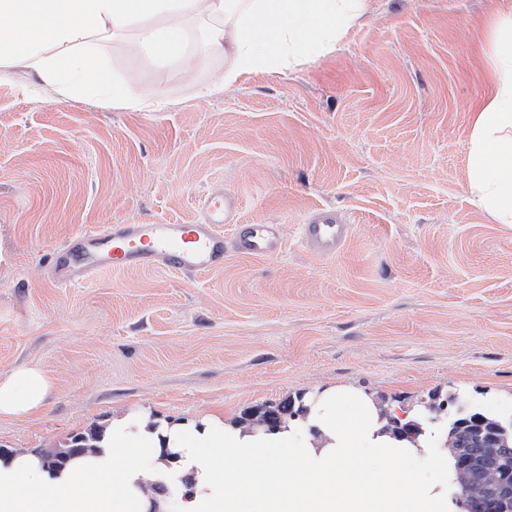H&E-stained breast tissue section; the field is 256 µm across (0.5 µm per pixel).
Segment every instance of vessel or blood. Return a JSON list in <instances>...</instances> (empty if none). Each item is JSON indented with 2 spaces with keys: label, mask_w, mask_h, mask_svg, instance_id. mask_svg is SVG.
<instances>
[{
  "label": "vessel or blood",
  "mask_w": 512,
  "mask_h": 512,
  "mask_svg": "<svg viewBox=\"0 0 512 512\" xmlns=\"http://www.w3.org/2000/svg\"><path fill=\"white\" fill-rule=\"evenodd\" d=\"M190 224H103L76 232L53 246L47 267L52 282L67 287L100 272L165 270L197 276L222 269L227 254L271 258L284 248L280 225L244 223L238 197L212 187L197 200ZM351 227L335 209L311 210L299 226V238L311 254L331 258L347 242Z\"/></svg>",
  "instance_id": "b4317fda"
}]
</instances>
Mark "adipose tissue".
Returning a JSON list of instances; mask_svg holds the SVG:
<instances>
[{"label": "adipose tissue", "instance_id": "obj_1", "mask_svg": "<svg viewBox=\"0 0 512 512\" xmlns=\"http://www.w3.org/2000/svg\"><path fill=\"white\" fill-rule=\"evenodd\" d=\"M365 0H0V64L29 72L33 93L61 102L140 107L97 54L95 35L127 36L193 74L186 24H207L206 52L224 59L222 84L280 69L333 46L365 11ZM488 95L468 144V188L493 221L512 226V10L493 28ZM54 383L24 365L0 377V416L27 418ZM302 420L272 430L204 414L172 421L144 411L114 415L95 450L47 469L28 451L0 455V512H165L146 483L190 478L182 512H455L448 456L431 430L397 437L378 403L331 388L306 399ZM437 449L427 483L394 466Z\"/></svg>", "mask_w": 512, "mask_h": 512}]
</instances>
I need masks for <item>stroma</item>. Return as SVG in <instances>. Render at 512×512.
Instances as JSON below:
<instances>
[{
	"label": "stroma",
	"mask_w": 512,
	"mask_h": 512,
	"mask_svg": "<svg viewBox=\"0 0 512 512\" xmlns=\"http://www.w3.org/2000/svg\"><path fill=\"white\" fill-rule=\"evenodd\" d=\"M512 0H368L334 48L205 94L121 41L92 42L155 111L58 103L19 69L0 76V377L38 365L55 388L0 449L58 450L113 410L245 419L353 388L409 410L453 395L512 401V227L467 188L468 142ZM223 183L242 216L278 224L282 255H228L192 279L106 271L58 288L49 247L92 225L189 223ZM328 206L352 234L335 257L298 226Z\"/></svg>",
	"instance_id": "stroma-1"
}]
</instances>
